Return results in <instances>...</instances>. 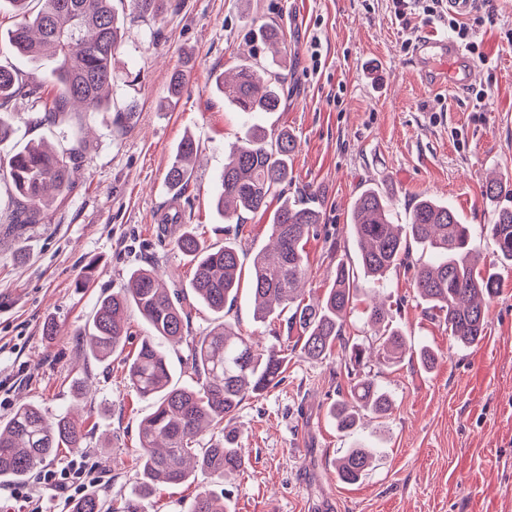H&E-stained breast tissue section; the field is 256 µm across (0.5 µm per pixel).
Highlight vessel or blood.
I'll use <instances>...</instances> for the list:
<instances>
[{
	"label": "vessel or blood",
	"mask_w": 512,
	"mask_h": 512,
	"mask_svg": "<svg viewBox=\"0 0 512 512\" xmlns=\"http://www.w3.org/2000/svg\"><path fill=\"white\" fill-rule=\"evenodd\" d=\"M444 64L445 72L435 84L456 92L466 91L474 79V69L457 44L449 39L430 37L419 45L416 67L428 71L430 67Z\"/></svg>",
	"instance_id": "b4317fda"
}]
</instances>
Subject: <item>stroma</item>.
Returning a JSON list of instances; mask_svg holds the SVG:
<instances>
[{
  "label": "stroma",
  "instance_id": "stroma-1",
  "mask_svg": "<svg viewBox=\"0 0 512 512\" xmlns=\"http://www.w3.org/2000/svg\"><path fill=\"white\" fill-rule=\"evenodd\" d=\"M391 0H168L157 19L125 14V42L107 108L37 120L27 110L0 117L15 134L4 152L43 142L58 152L79 148L73 188L54 200L39 224H9L15 204L0 180V421L22 404L47 417L65 412L84 420L82 448L47 459L61 469L79 462L78 482L108 503L135 498L140 474L131 466L141 420L151 401L126 378L127 363L149 327L128 309L123 349L94 359L81 334L89 330L101 296L126 284L130 271L155 268L168 288L193 308L192 333L215 315L189 290L193 268L173 246L180 224L198 227L210 245L235 246L243 263L270 243L269 217L248 213L241 229L213 205L224 151L257 124L288 130L297 139L286 195L314 192L320 211L305 244L306 293L323 294L337 260L357 265L358 246L347 229L364 186L378 187L395 223H407L424 195L450 203L500 277L484 339L458 347L442 321L426 313L412 272L390 273L389 318L407 349L400 364L370 361L393 405L385 418L364 417L354 435L339 433L327 416L349 376L341 353L310 359L289 349L283 379L247 399L230 425L246 449L243 472L222 480L204 475L161 485L143 499V512H190L207 491L230 494L231 512H512V265L499 263L487 233L495 208H512V195L488 202V177L512 179V0H489L467 16L488 57L476 67V86L492 95L476 111L470 93L426 82L412 49L437 21L402 29ZM276 24L278 57L251 49L255 25ZM321 70L313 72L312 42ZM273 62L284 96L278 111L238 112L215 93V75L248 56ZM188 87L166 106L176 69ZM140 74L137 84L125 72ZM193 135L200 156L190 186L172 199L166 175L172 152ZM176 202L180 224L156 216ZM229 321L262 345L287 346L284 320L257 321L240 293ZM438 356L432 369L421 348ZM88 393H81L80 383ZM378 447L372 469L356 484L338 481L335 461L354 441ZM70 501L41 480L0 482V512H69Z\"/></svg>",
  "mask_w": 512,
  "mask_h": 512
}]
</instances>
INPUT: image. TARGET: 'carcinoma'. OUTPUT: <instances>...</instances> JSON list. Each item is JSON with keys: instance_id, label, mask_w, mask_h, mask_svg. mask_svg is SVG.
I'll list each match as a JSON object with an SVG mask.
<instances>
[{"instance_id": "carcinoma-1", "label": "carcinoma", "mask_w": 512, "mask_h": 512, "mask_svg": "<svg viewBox=\"0 0 512 512\" xmlns=\"http://www.w3.org/2000/svg\"><path fill=\"white\" fill-rule=\"evenodd\" d=\"M38 8H30L31 2ZM124 0H6L16 22L8 33V45L17 55L38 64H53L58 89L52 93L17 70L0 66V108L28 105L31 112L57 117L70 104L88 110L106 106L109 86L114 82L115 59L123 41V19L115 2ZM130 7L145 18L158 17L164 0H129ZM258 64H242L230 80L215 78L224 100L247 114L275 112L281 98L276 76ZM187 75L173 73L168 103L178 100ZM293 134L270 135L255 126L235 142L224 160V171L214 197L217 212L227 224H240L245 213L267 211L271 199L279 200L270 212L273 251H259L251 263V290L255 318H285L287 329L297 333L300 353L325 359L335 347L345 353L351 367L360 366L370 351L344 339L347 319L360 301L361 288L344 260L336 261L331 283L323 296L306 303L301 298L307 258L303 240L319 223L311 200L283 195L290 173L288 159L295 152ZM199 146L184 137L173 151L167 183L174 195L183 194L193 174V159ZM79 151L59 153L44 145H25L0 162V179L11 184L22 198L11 224H38L54 196L63 195L72 184V161ZM484 194L494 200L512 194L509 181L496 178ZM359 247L364 275L377 289L384 288L390 271L407 266L413 270V288L426 310L448 325V335L462 347H470L486 333L488 304L499 288L498 276L478 267L473 256L468 225L461 222L448 203L429 196L421 198L409 214L406 227L393 223L391 210L378 189L368 186L356 197L349 223ZM495 253L502 263H512V209L502 208L488 225ZM428 247L434 258L429 263L410 261V242ZM174 247L194 263L190 289L214 313L234 304L240 286L242 262L236 248L208 245L197 230L185 231ZM135 307L148 323L152 335L141 338L129 359L127 379L135 392L155 400L152 413L139 426V448L132 462L141 475L140 497L123 502L112 512H141L140 500L151 495L159 483H187L196 472L223 479L246 468L248 458L235 431L224 426L249 397H257L283 379L288 356L272 347L256 348L228 321L194 335L189 315L179 300L163 287L158 272L139 268L130 272L127 284L103 297L96 306L87 339L91 352L100 359L125 344L127 330L123 314ZM363 314L367 324L379 326L378 359L385 365L401 361L406 342L402 331L386 328L385 303L375 297ZM183 344L188 350L192 384H176L166 352L155 338ZM328 408L337 429L353 433L360 414L386 415L392 406L390 393L369 375L354 374L347 392H338ZM86 436L82 422L69 414L47 418L34 405L19 406L13 416L0 422V478L22 479L61 448L82 447ZM378 449L358 442L336 459V474L346 484L358 482L376 458ZM227 501L209 492L199 493L191 512H230ZM104 503L89 495L73 506L72 512H103Z\"/></svg>"}]
</instances>
